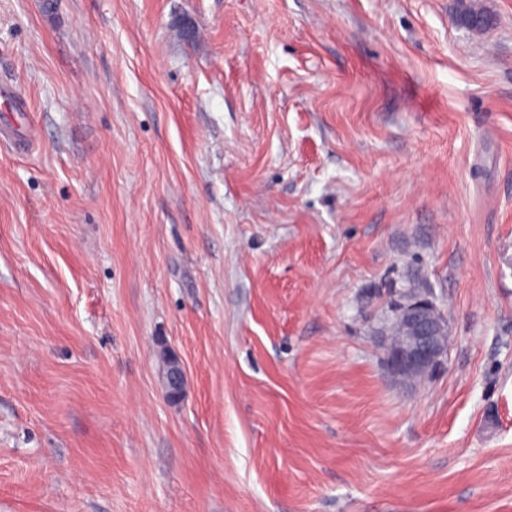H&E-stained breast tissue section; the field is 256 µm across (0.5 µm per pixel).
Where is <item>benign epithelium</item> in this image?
<instances>
[{"label": "benign epithelium", "mask_w": 512, "mask_h": 512, "mask_svg": "<svg viewBox=\"0 0 512 512\" xmlns=\"http://www.w3.org/2000/svg\"><path fill=\"white\" fill-rule=\"evenodd\" d=\"M459 21L467 29L487 28L492 17L486 12L459 11ZM399 327L387 337L386 363L394 375L403 381L417 375L433 374L448 356V318L428 296L401 295L391 308ZM163 389L171 403L182 401L186 387V369L181 358L162 347Z\"/></svg>", "instance_id": "obj_1"}]
</instances>
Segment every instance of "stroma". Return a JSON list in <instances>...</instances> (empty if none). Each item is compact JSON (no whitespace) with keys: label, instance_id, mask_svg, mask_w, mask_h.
<instances>
[{"label":"stroma","instance_id":"obj_1","mask_svg":"<svg viewBox=\"0 0 512 512\" xmlns=\"http://www.w3.org/2000/svg\"><path fill=\"white\" fill-rule=\"evenodd\" d=\"M481 2L476 36L458 0H0V512H512ZM417 280L448 357L409 386L381 331ZM163 361V389L165 397L171 403L182 401L186 387V369L181 358L169 348L161 350Z\"/></svg>","mask_w":512,"mask_h":512}]
</instances>
